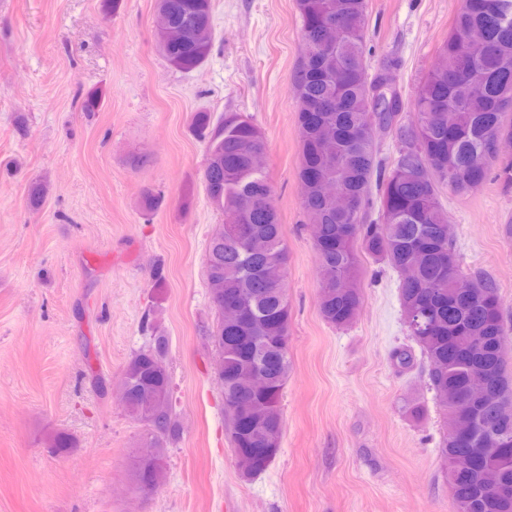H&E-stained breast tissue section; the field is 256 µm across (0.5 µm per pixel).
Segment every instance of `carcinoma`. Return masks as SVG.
Masks as SVG:
<instances>
[{
  "label": "carcinoma",
  "instance_id": "cac0c4a2",
  "mask_svg": "<svg viewBox=\"0 0 512 512\" xmlns=\"http://www.w3.org/2000/svg\"><path fill=\"white\" fill-rule=\"evenodd\" d=\"M170 23L179 28L191 11L212 18L211 0H163ZM303 22V62L292 77L299 103L300 166L303 208L309 223L321 230L314 241L321 289L319 310L334 327L350 323L349 314L361 305L360 260L363 252L398 272L414 270L399 285L400 305L410 335L428 362V381L442 414L468 408L459 397L473 368L494 374L487 394L476 403L480 436L507 443L483 447L485 459L501 470L512 488V378L507 375L505 351L512 332L502 318L495 282L473 273V293L454 288L462 274L448 212L440 202L444 187L455 195L467 193L472 175L492 170L512 185V160L494 150L497 138L512 139V0H474L455 17L442 42L437 62L415 93L414 121L399 126L403 103L395 96L383 111L371 94L376 79L366 66L367 0H297ZM339 18L347 31L335 45L323 44V20ZM484 32V43L471 47L466 35ZM213 27L202 42L171 41L164 56L175 68L193 71L208 58ZM198 136L206 143L203 182L210 202L240 231L219 228L208 240L206 278L211 302L239 300L246 317L218 322L211 331L223 363L218 383L224 412L246 420L252 429L234 434V455L251 445L253 437L265 448H280L281 397L288 380L289 309L286 296L288 250L273 200L266 169L255 157L267 150L262 131L251 118L227 112L215 119L209 112L195 116ZM398 128L401 146L389 168L379 155L378 133ZM336 181L352 200L349 211L336 209L322 196L308 172ZM379 194V216L367 223L372 188ZM347 279L349 288L336 287ZM472 351L468 366H448V344ZM168 339L153 342L128 362L124 379L136 393L140 408L129 415L147 427L141 447L165 450L177 441L181 426L173 410L171 377L165 361ZM266 370L270 389L260 396L250 377ZM61 455L76 447L69 434L48 440ZM469 449L443 436L438 454L451 490L454 512H512V493L498 494L482 486L480 468L458 464Z\"/></svg>",
  "mask_w": 512,
  "mask_h": 512
}]
</instances>
